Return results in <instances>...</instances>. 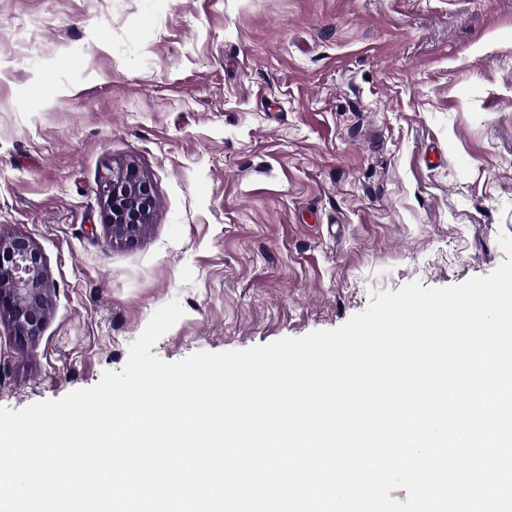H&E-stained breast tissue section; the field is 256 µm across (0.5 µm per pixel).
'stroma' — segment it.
I'll use <instances>...</instances> for the list:
<instances>
[{"instance_id":"1","label":"stroma","mask_w":512,"mask_h":512,"mask_svg":"<svg viewBox=\"0 0 512 512\" xmlns=\"http://www.w3.org/2000/svg\"><path fill=\"white\" fill-rule=\"evenodd\" d=\"M133 161L156 205L112 239ZM512 234V0H0V233L53 304L0 317V407L346 323L374 291L493 272ZM105 224L112 238L132 242L150 223L156 199L151 180L135 163L113 168L99 186ZM50 288L39 247L23 234H0V315L8 317L19 341L41 334L52 305Z\"/></svg>"}]
</instances>
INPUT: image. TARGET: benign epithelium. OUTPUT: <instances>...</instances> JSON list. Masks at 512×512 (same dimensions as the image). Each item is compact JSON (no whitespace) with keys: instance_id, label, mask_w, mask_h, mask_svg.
Instances as JSON below:
<instances>
[{"instance_id":"1","label":"benign epithelium","mask_w":512,"mask_h":512,"mask_svg":"<svg viewBox=\"0 0 512 512\" xmlns=\"http://www.w3.org/2000/svg\"><path fill=\"white\" fill-rule=\"evenodd\" d=\"M99 194L112 237L138 239L156 204L153 184L139 166L127 163L112 169ZM51 305L42 251L23 234H0V315L8 317L13 336L21 341L39 336Z\"/></svg>"}]
</instances>
